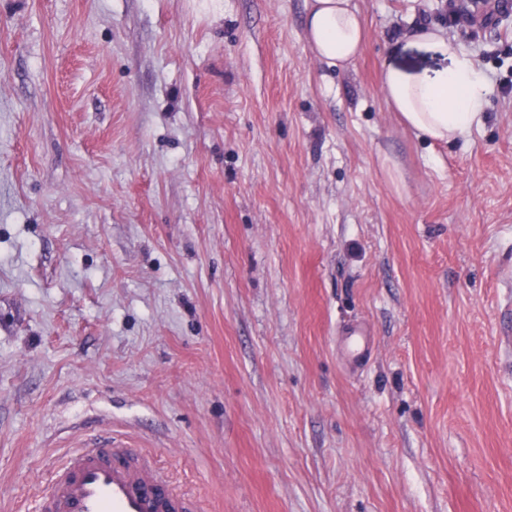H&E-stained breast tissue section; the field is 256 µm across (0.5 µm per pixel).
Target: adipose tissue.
<instances>
[{"label":"adipose tissue","mask_w":512,"mask_h":512,"mask_svg":"<svg viewBox=\"0 0 512 512\" xmlns=\"http://www.w3.org/2000/svg\"><path fill=\"white\" fill-rule=\"evenodd\" d=\"M305 33L315 55L342 67L360 52L366 39L362 15L350 0H312ZM418 40L434 44L448 57V68L434 75L410 74L394 66L384 72V89L406 125L431 141L451 142L467 135L485 110L491 86L458 45L438 33L418 30Z\"/></svg>","instance_id":"adipose-tissue-1"}]
</instances>
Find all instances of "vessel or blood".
Masks as SVG:
<instances>
[{
    "label": "vessel or blood",
    "instance_id": "b4317fda",
    "mask_svg": "<svg viewBox=\"0 0 512 512\" xmlns=\"http://www.w3.org/2000/svg\"><path fill=\"white\" fill-rule=\"evenodd\" d=\"M38 512H199V506L152 458L98 434L56 469Z\"/></svg>",
    "mask_w": 512,
    "mask_h": 512
}]
</instances>
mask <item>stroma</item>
<instances>
[{
  "mask_svg": "<svg viewBox=\"0 0 512 512\" xmlns=\"http://www.w3.org/2000/svg\"><path fill=\"white\" fill-rule=\"evenodd\" d=\"M309 2L0 0V512L78 423L201 512H512V10L352 0L331 67ZM422 27L492 87L448 144ZM305 33L315 55L334 67H343L360 52L366 39L362 15L350 0H311ZM415 38L434 44L450 66L424 76L389 65L383 84L387 97L418 136L445 143L464 137L485 110L491 86L455 42L423 28Z\"/></svg>",
  "mask_w": 512,
  "mask_h": 512,
  "instance_id": "obj_1",
  "label": "stroma"
}]
</instances>
